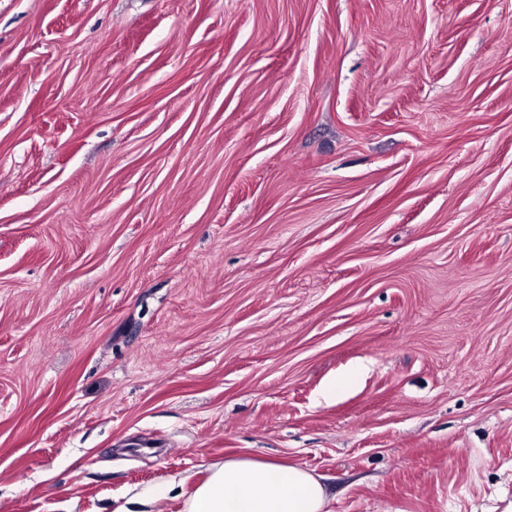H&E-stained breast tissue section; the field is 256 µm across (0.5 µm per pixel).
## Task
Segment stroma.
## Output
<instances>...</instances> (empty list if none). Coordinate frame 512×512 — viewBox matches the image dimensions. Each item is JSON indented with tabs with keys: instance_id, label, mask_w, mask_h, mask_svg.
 Segmentation results:
<instances>
[{
	"instance_id": "obj_1",
	"label": "stroma",
	"mask_w": 512,
	"mask_h": 512,
	"mask_svg": "<svg viewBox=\"0 0 512 512\" xmlns=\"http://www.w3.org/2000/svg\"><path fill=\"white\" fill-rule=\"evenodd\" d=\"M242 455L512 512V0H0V512Z\"/></svg>"
}]
</instances>
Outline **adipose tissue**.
Wrapping results in <instances>:
<instances>
[{
	"mask_svg": "<svg viewBox=\"0 0 512 512\" xmlns=\"http://www.w3.org/2000/svg\"><path fill=\"white\" fill-rule=\"evenodd\" d=\"M184 512H329V499L311 471L244 456L213 465Z\"/></svg>",
	"mask_w": 512,
	"mask_h": 512,
	"instance_id": "obj_1",
	"label": "adipose tissue"
}]
</instances>
